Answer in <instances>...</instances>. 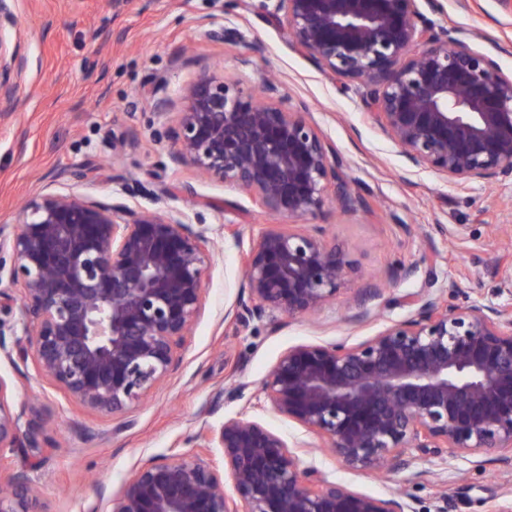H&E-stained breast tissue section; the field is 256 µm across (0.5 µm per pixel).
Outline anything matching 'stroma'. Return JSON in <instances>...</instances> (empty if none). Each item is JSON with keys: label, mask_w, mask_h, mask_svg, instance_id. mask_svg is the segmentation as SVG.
I'll return each mask as SVG.
<instances>
[{"label": "stroma", "mask_w": 512, "mask_h": 512, "mask_svg": "<svg viewBox=\"0 0 512 512\" xmlns=\"http://www.w3.org/2000/svg\"><path fill=\"white\" fill-rule=\"evenodd\" d=\"M441 22L465 32L471 46L500 43L499 61L512 71V0H442ZM16 26L8 40L28 60L13 80L24 100L20 112L0 122V225L17 221L20 205L50 186L52 174L85 171L66 189L93 199L124 200L123 184L142 188L140 207L185 212L205 225L215 261L205 274L203 310L175 372L129 415L91 411L45 383L33 361L0 357V378L25 418H38L46 443L33 460L0 449V468L26 471L48 512H95L97 486L118 492L139 460L190 454L206 425L246 413L309 446L305 466L356 491L386 496L405 491L414 512H494L512 501V466L499 452L479 460L414 454L409 470L374 473L346 468L321 439L274 413L262 383L288 347L304 343L359 345L387 324L410 316L401 296L428 290L449 304L512 306L504 289L512 280V184L448 187L427 170L407 171L399 149L366 114L356 85H343L312 66L272 23L261 0L249 10L235 0H16ZM234 28L243 38L222 43L200 37L201 24ZM216 75L236 88L277 76L293 100L342 156L352 189L367 208L326 210L306 218L345 252L353 271L334 301L305 317L276 325L241 327L224 313L241 293V256L261 229L282 216L260 208L245 190L168 168L171 132L184 95L199 76ZM170 116L158 122L160 98ZM133 145L114 154V138ZM412 275H405V268ZM381 280L367 300L363 323L349 317L353 299Z\"/></svg>", "instance_id": "obj_1"}]
</instances>
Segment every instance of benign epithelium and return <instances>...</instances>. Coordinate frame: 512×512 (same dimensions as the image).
I'll return each mask as SVG.
<instances>
[{
    "instance_id": "1",
    "label": "benign epithelium",
    "mask_w": 512,
    "mask_h": 512,
    "mask_svg": "<svg viewBox=\"0 0 512 512\" xmlns=\"http://www.w3.org/2000/svg\"><path fill=\"white\" fill-rule=\"evenodd\" d=\"M11 0H0V77L21 75L8 50ZM271 17L322 73L355 83L370 118L414 167L468 190L512 180V74L496 51L479 52L428 14L439 0H273ZM202 37L236 42V30L201 25ZM265 101L205 74L185 95L169 163L236 185L288 218L243 257L244 288L224 318L240 326L273 314L300 317L336 298L352 269L321 230L295 221L328 202L365 207L336 147L263 81ZM0 118L23 107L0 80ZM10 231L0 225V274L18 289V317L0 324V352L33 357L38 375L92 411L129 412L177 368L200 314L213 260L206 229L188 215L158 214L75 192L26 202ZM412 315L358 346L304 344L281 354L262 393L278 414L317 434L351 469L409 468L410 452L452 458L507 453L512 465V309L465 310L428 291L402 297ZM22 332L26 346L7 347ZM0 378V448H36ZM199 450L149 457L102 512H413L402 494L374 496L328 481L287 440L239 413L205 426ZM234 495L224 493V472ZM0 512H47L24 471L0 476Z\"/></svg>"
}]
</instances>
